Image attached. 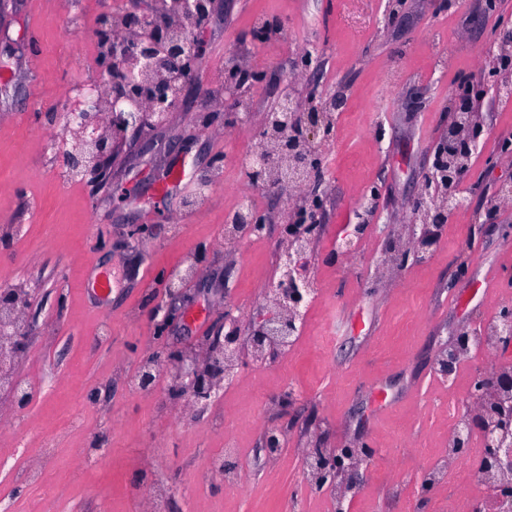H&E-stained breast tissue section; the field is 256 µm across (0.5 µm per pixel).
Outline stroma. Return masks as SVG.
I'll return each mask as SVG.
<instances>
[{"mask_svg":"<svg viewBox=\"0 0 512 512\" xmlns=\"http://www.w3.org/2000/svg\"><path fill=\"white\" fill-rule=\"evenodd\" d=\"M125 5L0 0V287L33 291L27 353L13 371L31 398L17 409L0 391V502L11 512H141L162 488L164 512H336L330 493L309 488L301 451L365 442L375 455L350 512H448L464 490L458 478L425 497L419 485L491 359L461 363L454 393L437 402L434 358L460 331L495 319L504 294L485 293L487 278L512 273L503 233L512 202L501 198L512 155L500 151L512 138V99L502 100L492 71L512 33V0H401L395 9L389 0H214L187 105L147 132L152 149L123 148L93 194L57 179L63 148L50 139L79 91L99 84L100 20ZM238 55L264 75L247 92L252 117L203 127L205 110L235 108L224 81ZM289 81L346 98L323 151V229L307 255L316 295L288 354L243 367L192 417L174 405L165 373L147 393L131 380L160 346L190 353L207 343L225 310L245 325L270 312L292 201L252 190L272 221L247 241L225 242L224 217L248 190L243 161L260 116ZM463 90L484 117L459 183L469 205L449 216L427 260L382 277L374 257L406 222L448 128V98ZM174 142L190 143L188 157L169 151ZM184 161L220 171L221 183L204 198L162 195L157 174ZM373 189L365 245L333 258ZM134 224L150 229L137 247L127 237ZM190 266L199 274L184 285L188 301L158 337L152 314L165 290L153 281ZM102 271L115 280L104 299L93 286ZM269 427L286 432L271 464L258 451ZM229 434L238 453L224 451ZM219 455L246 480L214 481ZM31 465L41 471L33 484Z\"/></svg>","mask_w":512,"mask_h":512,"instance_id":"35a3bbf8","label":"stroma"}]
</instances>
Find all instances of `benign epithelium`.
<instances>
[{
    "label": "benign epithelium",
    "instance_id": "obj_1",
    "mask_svg": "<svg viewBox=\"0 0 512 512\" xmlns=\"http://www.w3.org/2000/svg\"><path fill=\"white\" fill-rule=\"evenodd\" d=\"M212 9L213 0H155L151 10L135 5L119 15L106 14V28L115 32L120 27L130 36L113 39L102 48L98 61L102 88L94 99H83L76 105L69 127L74 143L64 156L67 169L79 176L90 192H96L106 180L108 164L130 140L162 125L170 113L186 104V87L201 53V45L191 36L198 21ZM230 71L233 79L225 82L224 92L240 104L245 87L260 81L262 75L238 63ZM343 105L342 99L327 96L312 84L309 97L301 106L295 100L292 83L284 84L278 104L263 115L258 146L245 159L253 185L303 192L301 205L286 219L288 247L282 265L287 283L279 281L273 285L276 290L288 288L291 306L282 313L260 316L248 328L251 351L268 360L274 356L271 342L288 345L294 341L302 307L311 293L300 258L321 230L318 215L325 202L321 147L333 134L325 112L331 107L339 110ZM480 132L481 124L472 107L454 115L448 135L433 148L435 173L444 167L450 176L463 173L462 164L457 162L461 148L477 143ZM447 210V198L434 197L432 185L421 189L413 201L408 245L401 247L396 241H389L381 263L390 260L406 267L429 254L437 244L438 222ZM239 223L260 234L265 230L266 215L253 208L239 215ZM164 281L170 303L158 323L161 332L177 313L176 302L184 298L182 277L168 273ZM28 309L29 294L25 289L0 290V353L12 361L20 354L29 329L25 319ZM472 342L474 336L463 331L453 343L441 348L436 355L438 373L452 377L461 353L469 350ZM222 357L235 360L239 367L247 364L243 330L229 310L224 312L222 329L201 355L176 357L159 351L148 359V368L174 371L176 391L187 397L194 411L201 413L223 391L224 372L219 362ZM509 389L511 370L498 372L492 385L484 375L476 376L470 385L469 398L478 409L467 412V424L484 426L483 460L488 468L512 467V444L504 442V436L498 434L504 426L501 419L512 416V409L489 402L492 394ZM284 443L280 428L265 430L261 448L264 457L276 456ZM373 455L374 449L367 444L313 451L315 488L340 491L337 512L349 509L346 497L363 484Z\"/></svg>",
    "mask_w": 512,
    "mask_h": 512
}]
</instances>
